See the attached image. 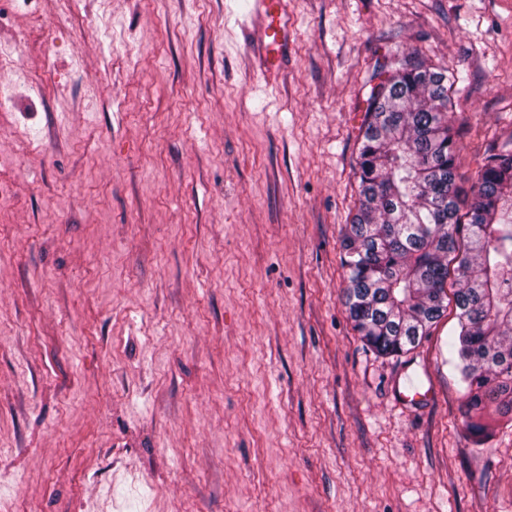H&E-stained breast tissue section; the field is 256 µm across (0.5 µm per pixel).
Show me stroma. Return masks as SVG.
Here are the masks:
<instances>
[{"mask_svg":"<svg viewBox=\"0 0 512 512\" xmlns=\"http://www.w3.org/2000/svg\"><path fill=\"white\" fill-rule=\"evenodd\" d=\"M248 4L0 0L25 62L0 69V512H512L455 308L379 355L341 263L397 56L454 73L463 188L512 151V0H288L275 75Z\"/></svg>","mask_w":512,"mask_h":512,"instance_id":"1","label":"stroma"}]
</instances>
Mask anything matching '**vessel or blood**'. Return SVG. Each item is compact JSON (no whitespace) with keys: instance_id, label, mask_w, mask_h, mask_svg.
Segmentation results:
<instances>
[{"instance_id":"obj_1","label":"vessel or blood","mask_w":512,"mask_h":512,"mask_svg":"<svg viewBox=\"0 0 512 512\" xmlns=\"http://www.w3.org/2000/svg\"><path fill=\"white\" fill-rule=\"evenodd\" d=\"M250 22L261 66L268 72L278 69L288 55L293 36L286 0H252Z\"/></svg>"}]
</instances>
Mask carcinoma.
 Instances as JSON below:
<instances>
[{"instance_id": "carcinoma-1", "label": "carcinoma", "mask_w": 512, "mask_h": 512, "mask_svg": "<svg viewBox=\"0 0 512 512\" xmlns=\"http://www.w3.org/2000/svg\"><path fill=\"white\" fill-rule=\"evenodd\" d=\"M374 77L358 154V205L342 237L346 307L382 355L418 347L448 308L467 383V426L512 414V151L482 165L460 214V149L448 122L454 75L417 53Z\"/></svg>"}]
</instances>
